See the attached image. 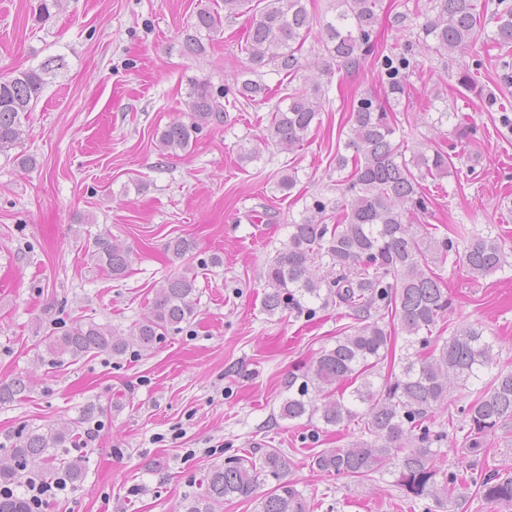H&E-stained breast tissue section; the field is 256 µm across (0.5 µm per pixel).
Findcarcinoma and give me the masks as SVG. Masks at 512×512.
<instances>
[{"label": "carcinoma", "mask_w": 512, "mask_h": 512, "mask_svg": "<svg viewBox=\"0 0 512 512\" xmlns=\"http://www.w3.org/2000/svg\"><path fill=\"white\" fill-rule=\"evenodd\" d=\"M249 0H224V15L208 9L197 12L192 29L184 35L188 52H206L201 33L215 32L222 17L243 13ZM242 41L248 66L233 79L235 96L265 101L268 86L263 69L271 67L285 77L303 68L300 52L317 20L306 0H262ZM378 0H336V14L321 25V39L328 56L348 69H358L374 54L384 84L385 100L362 97L352 105L345 148L337 169H350L339 180L342 200L332 207L336 223H325L328 204L314 202L310 214L290 225L288 242L267 262L264 278L269 291L263 306L269 314L292 307L309 313L310 302L334 303L352 311L356 326L336 344L321 351L300 376L288 378V398L280 416L289 420L318 417L326 426L363 421L368 439L345 448H327L312 457L320 471L352 478L368 477L390 462L396 469V485L413 499H431L445 507L468 484L467 476L445 471L439 465L440 444L447 435L435 429L437 410L448 405V392L458 390L470 401L461 408L469 426L466 442L473 455L486 437L507 418H512V371L497 369L495 341L482 329H457L442 341L433 335L448 313V288L433 266L448 257L462 259L474 280L504 268L505 254L497 238L469 234L457 228L452 234L434 233L433 224H412L411 218L428 210L423 182L448 174L452 156L439 146H427L411 160L402 156L396 142L398 130L394 105L406 94L407 52L378 48L374 30L379 22ZM431 15L421 26L424 47L443 57L482 37L492 23L487 42L503 50L512 48V0H497L491 17L484 18L479 0H431ZM52 72L48 60L38 69L22 71L0 80V152L19 143L21 117L31 111ZM189 107L195 121H174L159 135L162 150L175 154L191 145L198 122L222 123L227 106L215 96L208 81L190 80ZM321 112L317 84L288 94V105L275 103L270 110L266 141L292 152L304 145ZM466 241L464 252L458 240ZM196 244L177 237L167 251L182 258ZM98 266L113 278L125 276L134 261L133 252L106 236L95 240L92 254ZM195 273L165 279L156 288L151 314L136 323L129 336L118 337L112 328L90 319L76 321L58 336L48 338L46 351L52 363L76 360L90 353L123 355L129 348L150 350L181 324L197 315ZM394 313L405 336L406 353L399 372H391L377 384L376 368L393 346L392 332L379 324L381 311ZM29 390L22 376L0 383V405L20 400ZM73 436L65 422L42 432L19 435L9 449L12 464L0 466V482L20 479L29 463L49 464L48 474H63L79 481L85 471L82 457L58 458L59 449ZM259 456L232 455L214 465L206 475L204 494L185 500L183 512H213L216 503L233 498L253 500L256 512H310L307 496L288 479L290 463L278 448L258 450ZM481 496L490 502L512 505V476L497 474L473 480ZM269 489H264L265 485ZM0 512H29L26 497L0 498Z\"/></svg>", "instance_id": "carcinoma-1"}]
</instances>
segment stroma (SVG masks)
<instances>
[{
    "label": "stroma",
    "mask_w": 512,
    "mask_h": 512,
    "mask_svg": "<svg viewBox=\"0 0 512 512\" xmlns=\"http://www.w3.org/2000/svg\"><path fill=\"white\" fill-rule=\"evenodd\" d=\"M39 4L0 0V78L61 62L25 116L20 146L0 153V381H30L27 397L0 405V464H9L18 432L65 421L78 439L88 427L99 432L83 452L82 480L46 512H181L184 499L203 492L211 466L256 446L285 453L288 476L314 512H512L472 485L443 511L429 499L404 502L387 468L363 479L323 473L313 456L363 438L362 422L327 429L280 416L289 374L332 347L353 319L333 304L312 317L295 309L268 314L265 263L314 200L339 198L336 156L345 150L350 102L382 92L373 60L357 72L323 75L316 64L325 51L311 31L305 67L292 81L271 70L263 77L282 97L309 80L321 84L323 109L304 146L272 147L241 162L240 144L262 137L270 119L268 106L241 102L226 122L203 125L188 151L168 156L157 134L188 119L190 80H207L218 95L247 66L240 39L250 14L225 19L206 53L193 55L184 31L201 8L223 12L224 0H59L45 22ZM430 10V0L379 2L380 44H411L415 62L396 112L401 150L409 157L423 143H447L462 122L474 134L458 144L448 175L430 181L432 201L416 221L443 233L462 224L497 236L506 256L503 270L477 282L462 263L437 266L451 306L435 333L482 327L500 345V368L510 371L512 124L500 110L512 111V68L502 67L497 49L443 58L417 45ZM401 11L407 17L399 23ZM474 59L479 95L458 83ZM22 154L35 168L21 167ZM287 173L296 184L283 193L276 184ZM101 235L135 252L123 278L91 262ZM177 236L193 238L196 252L173 258L166 244ZM215 254L221 265H209ZM188 266L200 302L182 331L148 352L51 363L44 340L60 322L90 318L128 335L148 315L159 283ZM507 471L512 418L487 438L476 463L481 476Z\"/></svg>",
    "instance_id": "obj_1"
}]
</instances>
